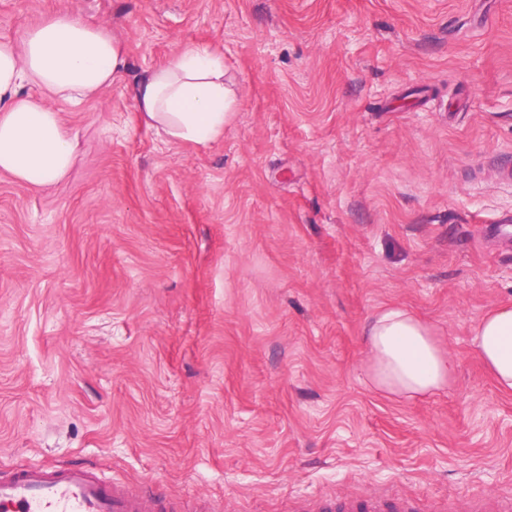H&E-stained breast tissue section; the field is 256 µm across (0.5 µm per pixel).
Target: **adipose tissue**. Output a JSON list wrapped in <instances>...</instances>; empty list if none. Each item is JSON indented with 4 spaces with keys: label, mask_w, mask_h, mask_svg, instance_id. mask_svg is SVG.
<instances>
[{
    "label": "adipose tissue",
    "mask_w": 512,
    "mask_h": 512,
    "mask_svg": "<svg viewBox=\"0 0 512 512\" xmlns=\"http://www.w3.org/2000/svg\"><path fill=\"white\" fill-rule=\"evenodd\" d=\"M128 67L123 44L75 12L56 14L1 41L0 171L24 188L62 180L78 153L54 101L91 99L121 82ZM134 102L157 135L204 145L223 136L235 97L224 84L223 56L191 45L146 70L135 84ZM361 345L374 385L391 394H435L456 369L433 328L399 307L374 313ZM471 346L497 388L512 393V306L485 314L472 330Z\"/></svg>",
    "instance_id": "ef3b65f1"
}]
</instances>
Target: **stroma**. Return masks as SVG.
<instances>
[{"label":"stroma","mask_w":512,"mask_h":512,"mask_svg":"<svg viewBox=\"0 0 512 512\" xmlns=\"http://www.w3.org/2000/svg\"><path fill=\"white\" fill-rule=\"evenodd\" d=\"M64 11L130 69L56 102L62 181L0 173V472L92 467L212 512L512 496V394L470 344L512 303V0H0V40ZM188 45L236 92L205 145L133 105ZM391 305L455 354L444 391L362 372Z\"/></svg>","instance_id":"obj_1"}]
</instances>
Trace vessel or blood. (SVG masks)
I'll return each mask as SVG.
<instances>
[{
	"instance_id": "b4317fda",
	"label": "vessel or blood",
	"mask_w": 512,
	"mask_h": 512,
	"mask_svg": "<svg viewBox=\"0 0 512 512\" xmlns=\"http://www.w3.org/2000/svg\"><path fill=\"white\" fill-rule=\"evenodd\" d=\"M150 490L103 481L89 468L22 467L0 475V512H163ZM309 512H428L422 500L375 490L358 500L324 497ZM460 512H512V497H478Z\"/></svg>"
}]
</instances>
